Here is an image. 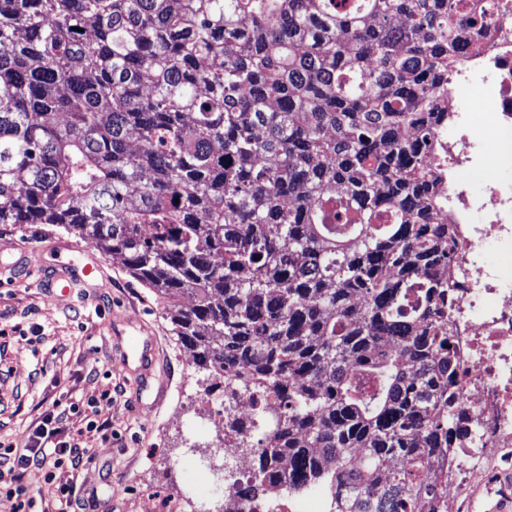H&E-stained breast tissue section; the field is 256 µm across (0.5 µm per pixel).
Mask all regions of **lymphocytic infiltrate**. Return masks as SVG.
<instances>
[{
	"instance_id": "obj_1",
	"label": "lymphocytic infiltrate",
	"mask_w": 512,
	"mask_h": 512,
	"mask_svg": "<svg viewBox=\"0 0 512 512\" xmlns=\"http://www.w3.org/2000/svg\"><path fill=\"white\" fill-rule=\"evenodd\" d=\"M79 410V403L53 400L24 446L0 441V494L13 499L14 512H44L29 492L30 478L35 473L58 485L53 512H76L82 506L75 476L93 459L94 451L83 447L65 425L67 415Z\"/></svg>"
}]
</instances>
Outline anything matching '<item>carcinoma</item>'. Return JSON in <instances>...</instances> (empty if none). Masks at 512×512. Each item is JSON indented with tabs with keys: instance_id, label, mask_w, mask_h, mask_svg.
Segmentation results:
<instances>
[{
	"instance_id": "cac0c4a2",
	"label": "carcinoma",
	"mask_w": 512,
	"mask_h": 512,
	"mask_svg": "<svg viewBox=\"0 0 512 512\" xmlns=\"http://www.w3.org/2000/svg\"><path fill=\"white\" fill-rule=\"evenodd\" d=\"M466 0H0V224L105 246L212 378L283 402L240 490L288 460L335 512H422L459 430L440 277L448 73ZM365 449L357 464L349 449Z\"/></svg>"
}]
</instances>
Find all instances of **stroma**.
Listing matches in <instances>:
<instances>
[{
	"label": "stroma",
	"instance_id": "obj_1",
	"mask_svg": "<svg viewBox=\"0 0 512 512\" xmlns=\"http://www.w3.org/2000/svg\"><path fill=\"white\" fill-rule=\"evenodd\" d=\"M36 246L44 252L34 263L47 266L95 255L102 264L101 287L77 285L64 301L50 298L36 276L0 287V313L20 328L0 338V438L24 445L54 399L85 404L108 390L112 403L100 405L98 417L111 420L115 437L89 438L95 458L78 476L93 512H151L153 495L194 493L183 460L218 462L224 441L223 429L195 431L200 400L223 398L224 390L199 371L192 350L178 340L170 303L96 241L50 224H0V260ZM34 335L44 339L38 358L26 343ZM134 337L149 351L151 365L131 351Z\"/></svg>",
	"mask_w": 512,
	"mask_h": 512
}]
</instances>
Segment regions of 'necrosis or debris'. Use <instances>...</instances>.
<instances>
[{
  "label": "necrosis or debris",
  "mask_w": 512,
  "mask_h": 512,
  "mask_svg": "<svg viewBox=\"0 0 512 512\" xmlns=\"http://www.w3.org/2000/svg\"><path fill=\"white\" fill-rule=\"evenodd\" d=\"M466 40L463 65L448 75V151L424 159L448 169V209L435 220L460 243L442 277L456 285L448 334L457 356L456 407L469 432L423 458L422 481L439 491L438 500L426 501L427 512H457L478 486L494 497L489 469L512 461V24L491 17ZM201 407L209 422H225L229 430L224 479L204 476L199 497L220 493L224 512H256L238 489L265 439L256 419L279 415L280 401L234 381L223 402L206 398Z\"/></svg>",
  "instance_id": "4bbe7bcc"
}]
</instances>
